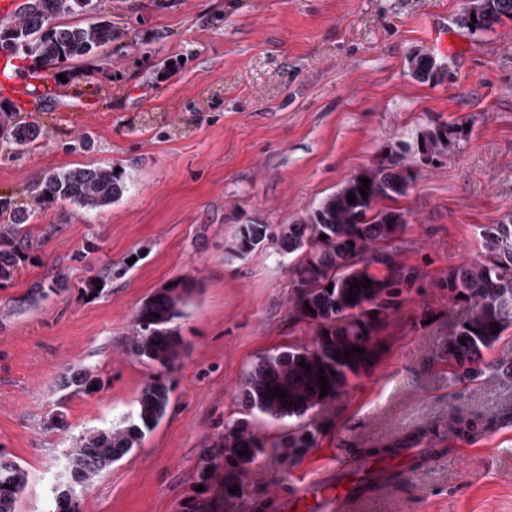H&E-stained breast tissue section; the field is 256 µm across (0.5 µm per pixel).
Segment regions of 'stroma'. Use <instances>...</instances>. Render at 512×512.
Returning <instances> with one entry per match:
<instances>
[{
    "instance_id": "35a3bbf8",
    "label": "stroma",
    "mask_w": 512,
    "mask_h": 512,
    "mask_svg": "<svg viewBox=\"0 0 512 512\" xmlns=\"http://www.w3.org/2000/svg\"><path fill=\"white\" fill-rule=\"evenodd\" d=\"M469 0H93L70 25L112 21L118 43L69 62L64 81L40 71L0 101L42 137L21 149L0 138V198L27 202L45 172L109 164L127 189L89 212L65 203L37 213L38 248L0 285V453L28 473L17 512H49V491L75 438L131 413L158 368L132 355L134 317L156 290L195 280L175 329L183 346L167 376L164 417L141 446L90 480L81 512H185L202 452L219 454L241 415L236 388L257 359L313 347L291 317V256L268 241L229 249L239 224H295L352 175L400 154L413 179L387 201L406 226L389 245L417 274L374 337L375 357L335 399L312 411L321 432L304 456H259L239 499L216 473L200 512H264L315 469L396 479L363 512H512V379L448 382L450 326L466 307L439 288L450 267L477 259V228L512 215V19L472 34ZM447 73L423 82L413 51ZM462 127L460 141L420 164L419 133ZM115 268L99 297L83 281ZM47 285L34 297L36 285ZM93 367L95 393L65 388L67 369ZM63 411L64 423L49 417ZM487 422L448 437L422 466L376 463L360 449L392 443L450 412Z\"/></svg>"
}]
</instances>
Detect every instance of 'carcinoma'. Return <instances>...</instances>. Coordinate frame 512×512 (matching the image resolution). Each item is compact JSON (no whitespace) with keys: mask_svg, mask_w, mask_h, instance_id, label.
Instances as JSON below:
<instances>
[{"mask_svg":"<svg viewBox=\"0 0 512 512\" xmlns=\"http://www.w3.org/2000/svg\"><path fill=\"white\" fill-rule=\"evenodd\" d=\"M93 0H25L18 14L17 27L34 37V52L44 68H62L67 62L90 55L101 47L122 38L110 20L87 26L57 22L45 30L43 18L57 20L63 16L82 15L91 10ZM512 18V0H472V5L460 17V24L472 33L490 30L502 18ZM412 74L423 81L434 80L441 66L434 56L417 52L410 57ZM13 113L6 103L0 104V135L8 142L25 147L41 136V127L35 122L14 123ZM408 168L399 158L372 170L362 198V183L346 184L324 199L298 224L283 227L279 234L270 232L267 224L253 222L246 225L249 234L261 241L271 240L288 255L298 260L290 269L293 293L292 313L295 320L315 326L314 347L288 348L259 357L238 385L237 399L242 417L224 428L221 447L224 448V500L232 501L241 492L229 488L242 486L247 466L265 453V442L256 435L257 422L271 419H297V428L290 429L272 452L282 458L303 454L316 444L319 432L310 411L334 398L347 384L349 376L359 370L375 355L373 337L350 321L349 311L360 309L368 302L375 305L377 324L401 304L403 288L410 286L416 274L398 266L385 244L391 242L406 224L404 214L393 209L368 213L373 201L393 200L407 194ZM127 188L124 170L114 166L89 165L63 169L45 174L32 188L30 197L35 207L0 200V218L11 225L0 233V284L9 282L19 267L30 260L38 248L24 225L31 223L37 211L58 203H71L92 212L118 200ZM355 202H348V194ZM482 244L480 258L453 266L439 287L448 290L456 303H464L469 314L463 322L454 324L448 335V365L452 380L475 379L481 376L495 378L512 369L487 364L476 368L483 360L484 351L512 328V216L497 224H483L478 228ZM368 252L389 268V275L378 278L361 266ZM371 281V286L360 288L347 302L350 285ZM112 281V270L98 273L82 284V293L95 297ZM101 289H96V286ZM332 290H327V287ZM191 288H162L154 292L138 310L136 333L131 345L140 359L166 370L174 366L180 356L182 342L173 322L184 315L191 298ZM464 297H459V294ZM157 313L160 318L152 317ZM500 331L492 332L490 324ZM353 347L365 349L345 356ZM305 362L310 372L299 366ZM323 367L328 380V392L319 397L318 367ZM281 387L289 393L285 399L270 392ZM171 386L160 373L143 387L134 412L105 428H92L80 434L70 451V467L83 487L93 477L138 448L164 416ZM295 405H289V402ZM484 426L478 415L452 414L448 427L417 429L402 439L387 445L361 449L369 458L396 456L402 448L421 443L432 452H438L447 434L471 436ZM248 454H237V451ZM218 464L208 453H203L197 465V484L209 489L213 469ZM28 482L27 472L14 460L0 455V512H16L19 496Z\"/></svg>","mask_w":512,"mask_h":512,"instance_id":"obj_1","label":"carcinoma"}]
</instances>
